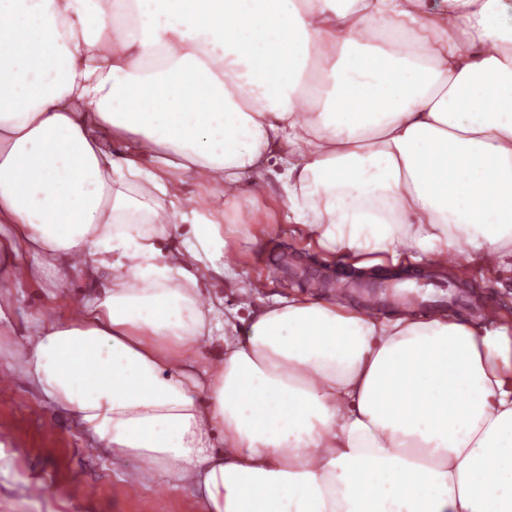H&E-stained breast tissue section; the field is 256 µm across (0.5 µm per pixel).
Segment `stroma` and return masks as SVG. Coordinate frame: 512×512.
<instances>
[{
    "label": "stroma",
    "mask_w": 512,
    "mask_h": 512,
    "mask_svg": "<svg viewBox=\"0 0 512 512\" xmlns=\"http://www.w3.org/2000/svg\"><path fill=\"white\" fill-rule=\"evenodd\" d=\"M283 169L274 166L268 174L269 192L265 199L254 200L249 192L239 197L240 208L228 212L226 223H243L245 216L266 221L265 232L257 243L245 245L230 264L239 279L229 284L224 276H214L209 286L224 298L225 309L235 311L237 328H245L250 309L243 306L240 289L264 281L261 296L301 295L311 299L329 298L362 306L352 290L332 295L304 279L309 269L327 278L350 282L358 270L351 263L319 250L311 237L293 233L290 225L280 223L285 190ZM394 270L408 277L419 272L454 283L464 296L456 306L457 315L479 317V303L489 302L502 317L512 320V257L483 267L464 252L454 268L441 269L435 263H414L408 259L370 266V273ZM95 282L78 273L64 275L62 287L50 281L19 287H0V300L10 301L12 311L0 322V512H201L182 488H169L156 482L135 488L121 480L123 472L141 470L132 461L125 471L112 467L109 452L93 447L77 423L27 382L18 356L26 340L28 325L36 318L53 317L66 312L77 298L95 289Z\"/></svg>",
    "instance_id": "1"
}]
</instances>
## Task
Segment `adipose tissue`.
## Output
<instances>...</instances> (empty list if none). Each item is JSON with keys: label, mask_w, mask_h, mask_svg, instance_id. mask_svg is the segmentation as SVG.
I'll return each instance as SVG.
<instances>
[{"label": "adipose tissue", "mask_w": 512, "mask_h": 512, "mask_svg": "<svg viewBox=\"0 0 512 512\" xmlns=\"http://www.w3.org/2000/svg\"><path fill=\"white\" fill-rule=\"evenodd\" d=\"M271 161L326 252L512 251V0H0V271L106 283L32 323L31 386L202 512H512L511 325L276 297L228 334L198 285Z\"/></svg>", "instance_id": "ef3b65f1"}]
</instances>
